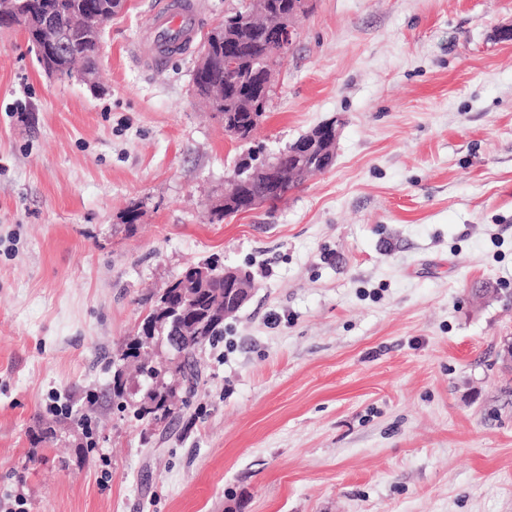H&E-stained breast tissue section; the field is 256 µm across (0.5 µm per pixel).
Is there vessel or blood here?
Here are the masks:
<instances>
[{
    "label": "vessel or blood",
    "mask_w": 512,
    "mask_h": 512,
    "mask_svg": "<svg viewBox=\"0 0 512 512\" xmlns=\"http://www.w3.org/2000/svg\"><path fill=\"white\" fill-rule=\"evenodd\" d=\"M202 24L198 0H159L134 42L132 54L145 66L164 65L192 42Z\"/></svg>",
    "instance_id": "1"
}]
</instances>
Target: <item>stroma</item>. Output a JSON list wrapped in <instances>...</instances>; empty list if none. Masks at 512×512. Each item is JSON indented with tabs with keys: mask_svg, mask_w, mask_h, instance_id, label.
I'll use <instances>...</instances> for the list:
<instances>
[{
	"mask_svg": "<svg viewBox=\"0 0 512 512\" xmlns=\"http://www.w3.org/2000/svg\"><path fill=\"white\" fill-rule=\"evenodd\" d=\"M155 2L107 24L96 92L0 28V496L512 512V0H314L246 147L194 97L196 51L131 59ZM336 117L331 168L210 223L248 148ZM205 261L254 287L181 416L113 410L114 353Z\"/></svg>",
	"mask_w": 512,
	"mask_h": 512,
	"instance_id": "obj_1",
	"label": "stroma"
}]
</instances>
